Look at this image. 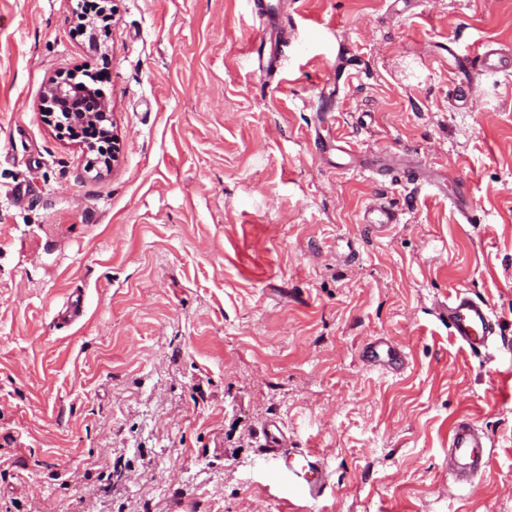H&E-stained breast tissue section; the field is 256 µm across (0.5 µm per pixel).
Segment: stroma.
Returning <instances> with one entry per match:
<instances>
[{"mask_svg":"<svg viewBox=\"0 0 512 512\" xmlns=\"http://www.w3.org/2000/svg\"><path fill=\"white\" fill-rule=\"evenodd\" d=\"M74 4L0 0V512H512V80L463 108L448 58L512 49V0H282L273 33L254 0H111L101 175L41 111L89 61ZM376 155L456 164L473 221ZM459 288L487 349L437 317ZM378 339L401 369L365 366ZM462 417L493 444L472 491ZM271 423L321 452L322 497L263 453ZM363 224H370L378 232L387 230L391 224H398L397 215L384 203L375 201L369 204L362 216ZM439 318L448 321L452 335L471 350L485 348L495 334V324L488 304L469 295L463 289L455 290L448 303L438 307ZM487 440L467 419L457 420L448 435V472L474 490L472 479L485 465Z\"/></svg>","mask_w":512,"mask_h":512,"instance_id":"1","label":"stroma"}]
</instances>
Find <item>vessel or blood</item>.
I'll return each mask as SVG.
<instances>
[{"label": "vessel or blood", "instance_id": "obj_1", "mask_svg": "<svg viewBox=\"0 0 512 512\" xmlns=\"http://www.w3.org/2000/svg\"><path fill=\"white\" fill-rule=\"evenodd\" d=\"M455 71L459 80L455 87L457 101L472 102L476 93L471 77L473 68L503 75L512 74V50L484 44L473 54L455 56ZM413 182L427 187L437 197L447 195L448 168L444 165L427 168H413ZM450 196V195H447ZM452 203L462 216H469L471 203L464 193L450 196ZM363 223L377 231L387 230L397 223V215L384 203L369 204L362 216ZM439 317L447 321L453 336L470 349L478 350L487 346L495 333L494 322L488 304L469 295L463 289L455 290L447 303L438 307ZM265 453L274 457L279 471L289 482L298 487L305 496L318 499L328 486V475L320 456L303 448H292L277 424H270L263 431ZM487 440L468 420H457L448 435V471L460 482H471L485 465Z\"/></svg>", "mask_w": 512, "mask_h": 512}]
</instances>
